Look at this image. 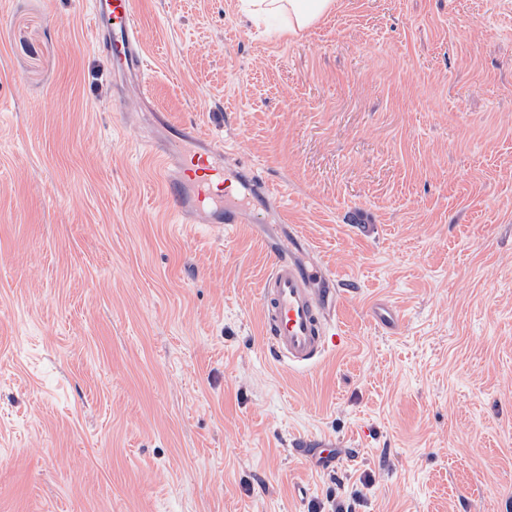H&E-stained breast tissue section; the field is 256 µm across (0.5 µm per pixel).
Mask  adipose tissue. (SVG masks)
I'll list each match as a JSON object with an SVG mask.
<instances>
[{
  "mask_svg": "<svg viewBox=\"0 0 512 512\" xmlns=\"http://www.w3.org/2000/svg\"><path fill=\"white\" fill-rule=\"evenodd\" d=\"M336 0H240L239 9L247 18L257 21L268 16L281 18L284 31L295 35L332 13Z\"/></svg>",
  "mask_w": 512,
  "mask_h": 512,
  "instance_id": "adipose-tissue-1",
  "label": "adipose tissue"
}]
</instances>
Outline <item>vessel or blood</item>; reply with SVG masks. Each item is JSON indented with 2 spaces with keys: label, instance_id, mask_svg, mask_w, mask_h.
Returning a JSON list of instances; mask_svg holds the SVG:
<instances>
[{
  "label": "vessel or blood",
  "instance_id": "1",
  "mask_svg": "<svg viewBox=\"0 0 512 512\" xmlns=\"http://www.w3.org/2000/svg\"><path fill=\"white\" fill-rule=\"evenodd\" d=\"M95 46L105 52L114 72L130 74L140 83L144 51L135 0H92ZM183 146L179 170L170 173L166 149L154 154L178 216L188 224H205L223 235L228 224H245L251 210L271 204L280 223L288 221V206L280 191L256 172L240 176L223 166L227 146L203 139L188 125L177 126ZM326 274L299 261L293 250H271L270 270L258 296L263 340L275 360L294 370L316 365L340 342L334 289L320 287Z\"/></svg>",
  "mask_w": 512,
  "mask_h": 512
}]
</instances>
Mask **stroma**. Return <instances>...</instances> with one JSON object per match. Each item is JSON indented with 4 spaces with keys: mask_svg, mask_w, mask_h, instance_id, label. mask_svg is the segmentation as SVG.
Returning a JSON list of instances; mask_svg holds the SVG:
<instances>
[{
    "mask_svg": "<svg viewBox=\"0 0 512 512\" xmlns=\"http://www.w3.org/2000/svg\"><path fill=\"white\" fill-rule=\"evenodd\" d=\"M136 7L142 90L91 0H0V512H512V0ZM176 123L291 220L175 223ZM277 243L342 293L303 372L264 350ZM240 12L257 21L267 16L279 17L284 33L292 36L318 22L336 8L335 0H240Z\"/></svg>",
    "mask_w": 512,
    "mask_h": 512,
    "instance_id": "1",
    "label": "stroma"
}]
</instances>
